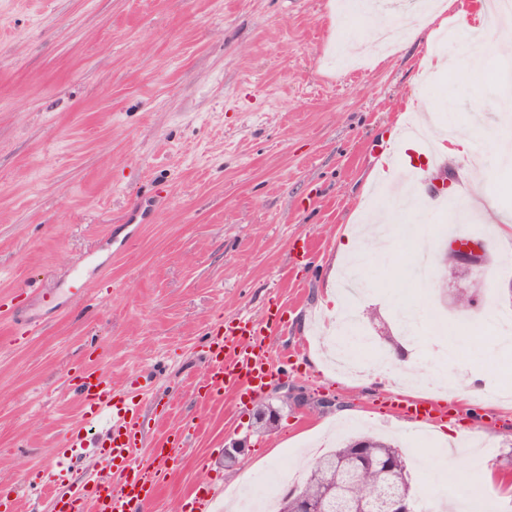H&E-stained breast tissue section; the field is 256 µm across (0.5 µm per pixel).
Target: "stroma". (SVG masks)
I'll return each mask as SVG.
<instances>
[{"mask_svg":"<svg viewBox=\"0 0 512 512\" xmlns=\"http://www.w3.org/2000/svg\"><path fill=\"white\" fill-rule=\"evenodd\" d=\"M428 20L413 16L401 47L377 50L373 22L347 16L344 0H0V494L20 512H52L55 498L96 469L106 430L88 424L70 386L88 366L137 408L138 460L168 432L191 435L150 512H179L191 490L220 500L250 492L275 463L288 473L280 491L295 489L308 474L297 456L331 442L341 425L359 435L381 420L394 426L414 496L441 479L443 464L465 468L483 488L481 512L512 502V405L482 395L512 389V350L481 336L492 366L465 352L449 366L428 351L439 289L423 295L421 341L370 364L364 382L326 371L314 355L315 337L335 333L336 312L323 299L340 288L328 272L344 260L341 231L359 232L365 209L389 210L373 200L384 181L374 147L400 142L416 118L409 101L429 108L440 133L486 137L482 154L433 164L420 149L397 153L399 166L423 173L426 196L443 202L409 221L423 225L441 274L448 225L483 237L492 260L469 328L512 308V266L496 234L512 224V155L496 146L512 25L489 33L479 69L460 63L450 43L440 58L458 67L427 71L431 44L414 30ZM473 165L490 190L464 206L459 224L456 188L437 191L432 178L453 182ZM156 195L151 222L128 223L130 210ZM410 254L404 243L365 253L359 315L373 336L397 331L394 279ZM76 269L89 300L69 292ZM30 288L47 301H25ZM17 304L42 322L40 333L15 331ZM273 315L278 329L264 332ZM243 318L263 331L267 358L286 365L313 408L288 406L265 427L255 420L264 391L220 403L199 396L210 340ZM410 365L442 384L463 376L474 404L448 402L445 417L421 423L404 418L390 399L419 392L392 390L390 380ZM476 428L494 435V453L478 456ZM74 433L83 447L53 485L32 493ZM243 436L247 447L226 464L225 443ZM450 439L452 456L437 457Z\"/></svg>","mask_w":512,"mask_h":512,"instance_id":"obj_1","label":"stroma"}]
</instances>
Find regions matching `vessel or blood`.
Here are the masks:
<instances>
[{
  "instance_id": "b4317fda",
  "label": "vessel or blood",
  "mask_w": 512,
  "mask_h": 512,
  "mask_svg": "<svg viewBox=\"0 0 512 512\" xmlns=\"http://www.w3.org/2000/svg\"><path fill=\"white\" fill-rule=\"evenodd\" d=\"M247 321L227 330L208 355L203 380L207 393L223 394L248 388L260 390L271 377L262 340L244 341L249 333ZM78 389L89 406V421L105 425L108 447L100 455V468L88 494L55 502L54 512H147L161 482L186 446L183 433H170L151 453V462H136L140 443V423L135 409L118 406L111 382L95 368L83 370ZM444 405L429 399L405 403L404 416L429 420L433 414H445Z\"/></svg>"
}]
</instances>
